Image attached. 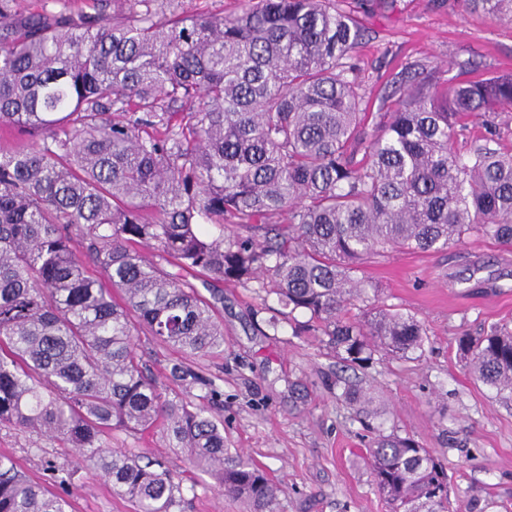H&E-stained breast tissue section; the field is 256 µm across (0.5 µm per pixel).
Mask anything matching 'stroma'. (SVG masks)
I'll return each mask as SVG.
<instances>
[{
    "mask_svg": "<svg viewBox=\"0 0 512 512\" xmlns=\"http://www.w3.org/2000/svg\"><path fill=\"white\" fill-rule=\"evenodd\" d=\"M362 30L355 52L356 82L368 111L390 112L391 93L412 67L441 83L461 80L460 61L474 76L512 73V20L466 10L463 0H337ZM372 304L415 316L425 330L422 356H375L350 366L307 326L269 319L275 299L229 281L218 317L224 349L185 358L175 347L135 336L138 356L169 395L197 400L199 388L172 378L188 364L217 391L210 415L224 423V444L262 465L281 490L282 512H387L365 466L374 432L410 437L434 449L448 472L450 512H512V401L469 371L458 350L463 336L512 325V246L465 234L436 252L397 251L367 263L361 273ZM376 398L379 412L361 424L337 378ZM107 442L164 456L195 488L185 512H244L218 492L215 480L193 470L184 449L162 429L113 432ZM70 449L10 427L0 429V456L11 458L36 484L64 496L68 512H134L92 467L68 464Z\"/></svg>",
    "mask_w": 512,
    "mask_h": 512,
    "instance_id": "35a3bbf8",
    "label": "stroma"
}]
</instances>
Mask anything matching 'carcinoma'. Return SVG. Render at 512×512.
Here are the masks:
<instances>
[{"label":"carcinoma","mask_w":512,"mask_h":512,"mask_svg":"<svg viewBox=\"0 0 512 512\" xmlns=\"http://www.w3.org/2000/svg\"><path fill=\"white\" fill-rule=\"evenodd\" d=\"M493 18L512 0H464ZM94 13L15 12L0 0V425L61 442L136 512H182L161 456L110 448L159 425L245 512L279 489L224 447L203 405L167 396L139 364L145 331L189 357L224 347V296L189 278L254 283L276 326L297 311L351 365L424 350L413 315L365 308L360 267L475 231L512 245V147L452 148L457 126L512 104V74L417 88L367 125L352 55L361 31L336 0H94ZM248 229L242 236L224 225ZM175 268L170 272L163 267ZM471 373L512 399V331L459 339ZM211 399L217 390L175 365ZM373 484L389 512H448L435 452L380 435ZM0 512L67 501L0 458Z\"/></svg>","instance_id":"1"}]
</instances>
